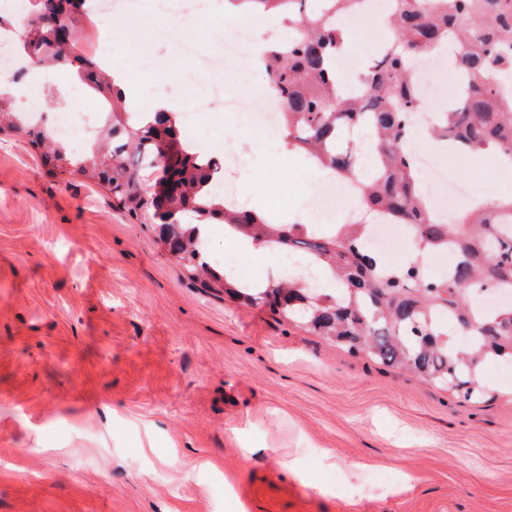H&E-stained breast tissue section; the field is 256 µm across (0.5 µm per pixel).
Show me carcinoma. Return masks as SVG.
<instances>
[{
	"label": "carcinoma",
	"instance_id": "1",
	"mask_svg": "<svg viewBox=\"0 0 512 512\" xmlns=\"http://www.w3.org/2000/svg\"><path fill=\"white\" fill-rule=\"evenodd\" d=\"M273 4L288 15V40L261 58L268 84L281 105L280 128L288 149L334 178L351 185L362 214L338 229L301 221L284 223L264 211H243L235 199L216 191L218 163L181 138V115L167 108L133 112L124 91L102 80L101 63L76 52L83 0H38L36 7L53 24L32 31L38 63L60 61L89 80L93 96L109 103L98 152L110 154L112 167L92 162L94 151L72 161L77 172L105 187L113 206L131 224H155L169 254L202 286L242 301L263 304L306 330L349 352L410 372L464 400L486 394L485 362L512 363V306L485 309L478 298L488 291L512 292V200L468 209L459 224L438 220L420 196L416 164L401 145L411 134V114L421 105L409 75L411 59L443 44L463 84L459 97L431 124L438 138L473 152H494L512 161V0H393L381 54L370 60L358 95L337 87L334 61L343 51L336 17L358 13L366 0H230ZM369 116L367 144L352 147L342 132ZM21 130L29 143L49 148L52 168L67 157L65 146L27 129L5 94H0V130ZM170 154L161 182L150 181L161 148ZM369 150L377 158L368 172L359 159ZM368 215L408 224L423 253L451 248L453 269L434 276L412 260L387 264L365 248ZM224 232L253 247L296 251L306 267L329 275L333 288L317 291L300 275L249 285L212 265L203 229ZM454 331L471 338L454 351Z\"/></svg>",
	"mask_w": 512,
	"mask_h": 512
}]
</instances>
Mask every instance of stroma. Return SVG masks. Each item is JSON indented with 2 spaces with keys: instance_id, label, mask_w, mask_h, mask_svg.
Here are the masks:
<instances>
[{
  "instance_id": "obj_1",
  "label": "stroma",
  "mask_w": 512,
  "mask_h": 512,
  "mask_svg": "<svg viewBox=\"0 0 512 512\" xmlns=\"http://www.w3.org/2000/svg\"><path fill=\"white\" fill-rule=\"evenodd\" d=\"M154 27L82 33L135 112L171 84L140 56ZM197 113L184 135L236 146L237 190L313 223L310 165L250 150L223 102ZM441 162L469 193L512 194L479 154ZM209 235L265 281L269 253ZM482 380L467 402L207 291L104 187L0 132V512H512V372L492 360Z\"/></svg>"
}]
</instances>
